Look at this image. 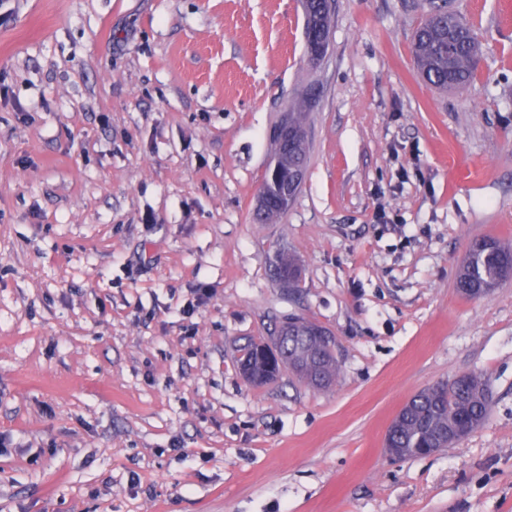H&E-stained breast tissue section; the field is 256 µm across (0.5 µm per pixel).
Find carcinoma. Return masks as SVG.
I'll return each mask as SVG.
<instances>
[{"mask_svg": "<svg viewBox=\"0 0 512 512\" xmlns=\"http://www.w3.org/2000/svg\"><path fill=\"white\" fill-rule=\"evenodd\" d=\"M308 16L314 40L330 38L331 11L324 0H308ZM480 52L473 28L447 9V3L430 4L429 13L416 30L413 55L426 82L444 91L466 92L471 89ZM292 139L278 157L282 178L293 184L300 165L307 164L306 112L303 107L288 113ZM280 197L271 196L257 206L255 220L260 224L276 222L286 209L278 205ZM512 246L492 238L469 253L460 268L458 288L469 296L473 288L494 289L508 277ZM275 271L285 288L297 285L300 270L294 258L277 255ZM320 325L300 317H290L271 343L251 340L238 349L237 362L270 381L284 365L308 385L331 386L339 373L334 349L317 334ZM490 400L475 379L461 376L446 384L422 390L406 404L394 419L387 442L402 456L413 457L419 448H447L452 445L445 430L452 422L463 419L476 429L491 411Z\"/></svg>", "mask_w": 512, "mask_h": 512, "instance_id": "carcinoma-1", "label": "carcinoma"}]
</instances>
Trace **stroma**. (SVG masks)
Returning <instances> with one entry per match:
<instances>
[{
  "mask_svg": "<svg viewBox=\"0 0 512 512\" xmlns=\"http://www.w3.org/2000/svg\"><path fill=\"white\" fill-rule=\"evenodd\" d=\"M452 5L462 94L414 64L429 0H335L316 64L299 0H0V512H512V279L457 290L512 243V0ZM304 99L306 180L256 223ZM290 315L335 336L331 387L241 375ZM466 373L484 423L389 456ZM279 200L280 197L277 195H272L265 203L259 200L255 214V220L257 223H275L284 213H286L288 206L283 208V206L278 205L277 202ZM479 245L464 261L458 275V288L461 293L471 296V288H488L494 290L507 277H512V246L492 239L483 238ZM275 271L285 288H294L299 280L300 270L291 256L277 255Z\"/></svg>",
  "mask_w": 512,
  "mask_h": 512,
  "instance_id": "obj_1",
  "label": "stroma"
}]
</instances>
